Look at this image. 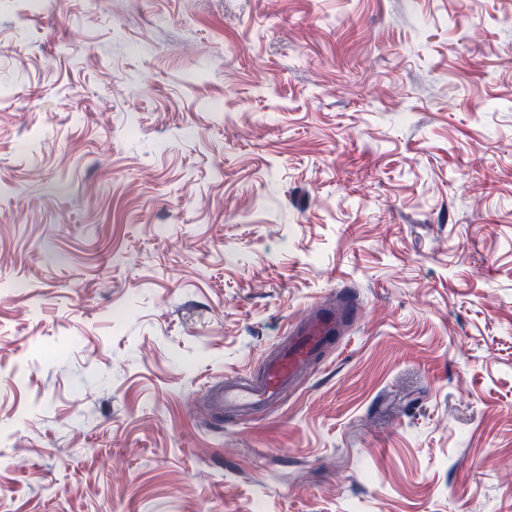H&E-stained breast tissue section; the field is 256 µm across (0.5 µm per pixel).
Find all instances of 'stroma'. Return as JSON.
<instances>
[{
    "mask_svg": "<svg viewBox=\"0 0 512 512\" xmlns=\"http://www.w3.org/2000/svg\"><path fill=\"white\" fill-rule=\"evenodd\" d=\"M0 512H512V0H0ZM345 308L317 306L307 317L291 325L288 346L271 355L264 374L257 379L224 380V389L214 395L216 404L225 408L249 411L281 398L321 350L340 334Z\"/></svg>",
    "mask_w": 512,
    "mask_h": 512,
    "instance_id": "35a3bbf8",
    "label": "stroma"
}]
</instances>
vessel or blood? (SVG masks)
I'll list each match as a JSON object with an SVG mask.
<instances>
[{
    "label": "vessel or blood",
    "mask_w": 512,
    "mask_h": 512,
    "mask_svg": "<svg viewBox=\"0 0 512 512\" xmlns=\"http://www.w3.org/2000/svg\"><path fill=\"white\" fill-rule=\"evenodd\" d=\"M347 314L344 308H313L305 319L292 326L288 346L267 359L261 377L225 380L223 390L214 396L215 403L249 411L279 400L321 350L339 335Z\"/></svg>",
    "instance_id": "vessel-or-blood-1"
}]
</instances>
